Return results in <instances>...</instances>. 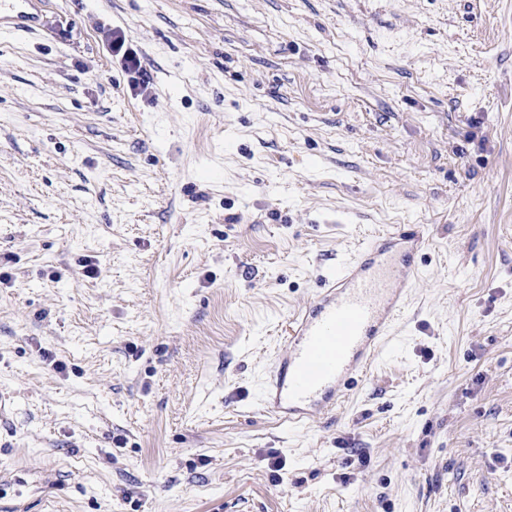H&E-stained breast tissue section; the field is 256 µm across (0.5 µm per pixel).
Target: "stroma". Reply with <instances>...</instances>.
<instances>
[{"label": "stroma", "instance_id": "obj_1", "mask_svg": "<svg viewBox=\"0 0 512 512\" xmlns=\"http://www.w3.org/2000/svg\"><path fill=\"white\" fill-rule=\"evenodd\" d=\"M45 12L0 27V512H512V0ZM394 224L423 273L367 376L264 416ZM109 50L112 58H115L123 70L130 75L132 87L146 89L150 81L139 51L128 44L121 31L112 30L109 33Z\"/></svg>", "mask_w": 512, "mask_h": 512}]
</instances>
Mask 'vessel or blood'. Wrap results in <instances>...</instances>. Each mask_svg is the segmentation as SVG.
Returning a JSON list of instances; mask_svg holds the SVG:
<instances>
[{"label": "vessel or blood", "mask_w": 512, "mask_h": 512, "mask_svg": "<svg viewBox=\"0 0 512 512\" xmlns=\"http://www.w3.org/2000/svg\"><path fill=\"white\" fill-rule=\"evenodd\" d=\"M44 2L0 0V24L25 32L47 28ZM426 240L425 225H392L322 276L315 297L289 325L288 349L263 388L262 413L296 424L336 408L399 323L420 275L414 256Z\"/></svg>", "instance_id": "vessel-or-blood-1"}]
</instances>
